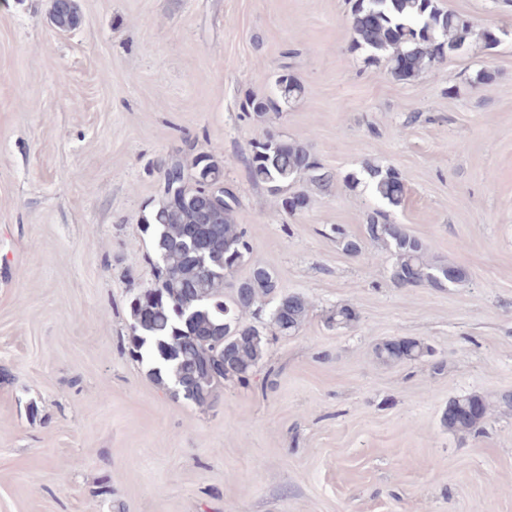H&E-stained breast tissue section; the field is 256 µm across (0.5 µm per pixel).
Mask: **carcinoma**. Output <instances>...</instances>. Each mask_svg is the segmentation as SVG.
Masks as SVG:
<instances>
[{
  "label": "carcinoma",
  "instance_id": "cac0c4a2",
  "mask_svg": "<svg viewBox=\"0 0 512 512\" xmlns=\"http://www.w3.org/2000/svg\"><path fill=\"white\" fill-rule=\"evenodd\" d=\"M51 20L60 30L76 28L81 18L75 0H52ZM351 50L365 55L369 62L386 61L390 73L409 79L460 49L475 35L492 48L499 36L485 29L475 33L470 21L443 9L439 0H354L349 19ZM275 96L249 97L243 109L264 117L280 114V104L297 98L302 87L288 72L275 78ZM192 155L186 165L170 158L160 165V199L141 219L143 232L152 247V278L147 286L127 302L129 353L151 364V374L163 386L178 385L180 394L193 393L192 402L209 407L218 399V389L226 381L248 385L263 363L269 338L261 316L281 333H295L303 326L308 300L282 292L277 274L260 261L251 259L252 245L247 231L235 222L233 213L238 197L220 188L224 167L210 151L196 150L185 142ZM248 176L273 197L282 209L294 213L293 200L308 205L304 192L288 194L302 179L326 188L332 174L323 167L309 146L288 138L267 146L266 140L252 145ZM363 176L348 175L345 182L355 189L362 185L372 197L392 206L401 204L404 184L393 167L376 160L362 165ZM199 226L210 240L201 260L192 258L190 231ZM342 249L351 255L362 253L361 240L336 225L331 228ZM363 238L381 248L390 259V281L398 287L426 286L445 290L468 278L467 270L454 262L431 258L423 242L404 225L389 220L377 209L364 225ZM249 274L236 281L232 294L224 298V279L243 264ZM358 319L356 311L338 306L328 314V323L346 327ZM229 351L231 360L224 377L206 370L213 358ZM382 364L427 362L437 369L436 351L424 340L387 338L374 347ZM448 429L479 433L485 419L448 424Z\"/></svg>",
  "mask_w": 512,
  "mask_h": 512
}]
</instances>
